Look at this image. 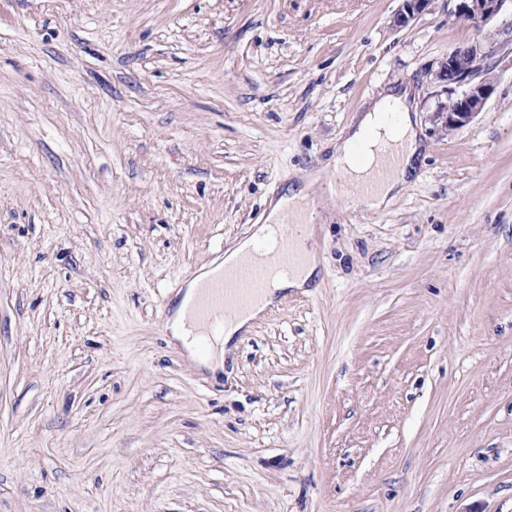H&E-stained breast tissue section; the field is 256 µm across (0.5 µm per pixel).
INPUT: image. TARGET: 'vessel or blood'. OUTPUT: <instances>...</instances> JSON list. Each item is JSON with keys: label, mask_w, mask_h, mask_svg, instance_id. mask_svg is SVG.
Instances as JSON below:
<instances>
[{"label": "vessel or blood", "mask_w": 512, "mask_h": 512, "mask_svg": "<svg viewBox=\"0 0 512 512\" xmlns=\"http://www.w3.org/2000/svg\"><path fill=\"white\" fill-rule=\"evenodd\" d=\"M300 229L299 222L289 219L282 221L279 226V247L270 256V266L247 263L207 284L195 306L198 318L209 327L221 324L228 312L258 297L269 271L285 272L293 268L301 258L298 249Z\"/></svg>", "instance_id": "1"}]
</instances>
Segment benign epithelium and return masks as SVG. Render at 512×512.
Segmentation results:
<instances>
[{"label": "benign epithelium", "instance_id": "benign-epithelium-1", "mask_svg": "<svg viewBox=\"0 0 512 512\" xmlns=\"http://www.w3.org/2000/svg\"><path fill=\"white\" fill-rule=\"evenodd\" d=\"M512 0H460L458 13L477 30L491 26L498 15ZM431 0H402V7L394 23L406 26L421 14ZM488 54L475 43L455 50L439 65L434 80L446 95L437 103L435 116L446 130L461 128L482 112L492 87L482 78L484 60Z\"/></svg>", "mask_w": 512, "mask_h": 512}]
</instances>
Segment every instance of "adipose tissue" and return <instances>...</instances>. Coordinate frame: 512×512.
Instances as JSON below:
<instances>
[{
	"mask_svg": "<svg viewBox=\"0 0 512 512\" xmlns=\"http://www.w3.org/2000/svg\"><path fill=\"white\" fill-rule=\"evenodd\" d=\"M414 107L407 88L385 89L361 112L354 126L336 142L331 170L317 171L312 177L300 178L277 200L269 202L267 217L253 233L226 251L221 263L202 268L187 285L172 317L168 331L188 357L211 373L224 369V355L234 336L249 329L270 307L281 292L312 287L319 262L314 248L303 245L302 265L286 276L274 277L261 299L247 310L227 317L223 325L209 337L206 353H198L196 343L205 334L204 326L193 314V305L202 288L220 274L240 267L254 258L259 246L275 247L278 226L284 216L314 220L312 202L318 195L329 193L354 195L355 205L365 211H377L403 190L415 171L423 142L412 118ZM391 165L388 176L375 186L367 181L373 169Z\"/></svg>",
	"mask_w": 512,
	"mask_h": 512,
	"instance_id": "obj_1",
	"label": "adipose tissue"
}]
</instances>
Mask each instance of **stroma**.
I'll use <instances>...</instances> for the list:
<instances>
[{
    "label": "stroma",
    "mask_w": 512,
    "mask_h": 512,
    "mask_svg": "<svg viewBox=\"0 0 512 512\" xmlns=\"http://www.w3.org/2000/svg\"><path fill=\"white\" fill-rule=\"evenodd\" d=\"M400 6L0 0V512H512V12ZM475 42L494 92L447 131ZM390 85L410 182L314 199L315 288L197 367L178 293ZM459 15L464 16L477 30L491 26L498 15L511 0H459ZM488 54L480 44H471L455 50L439 65L434 80L446 95L438 101L435 116L445 130L466 126L482 112L492 87L481 75Z\"/></svg>",
    "instance_id": "obj_1"
}]
</instances>
